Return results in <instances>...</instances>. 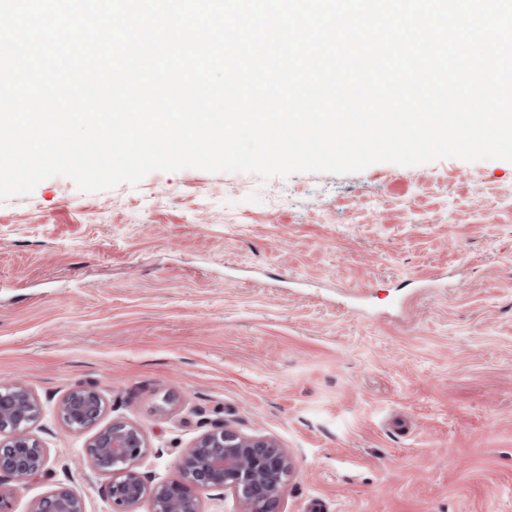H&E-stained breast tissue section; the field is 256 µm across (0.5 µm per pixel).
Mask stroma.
I'll return each mask as SVG.
<instances>
[{
  "label": "stroma",
  "instance_id": "obj_1",
  "mask_svg": "<svg viewBox=\"0 0 512 512\" xmlns=\"http://www.w3.org/2000/svg\"><path fill=\"white\" fill-rule=\"evenodd\" d=\"M41 403L46 473L110 512L61 423L73 387L172 479L221 424L296 460L281 512H512V162L262 179L198 169L0 201V382Z\"/></svg>",
  "mask_w": 512,
  "mask_h": 512
}]
</instances>
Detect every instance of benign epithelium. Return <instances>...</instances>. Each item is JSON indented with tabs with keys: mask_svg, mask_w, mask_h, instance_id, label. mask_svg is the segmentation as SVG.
Wrapping results in <instances>:
<instances>
[{
	"mask_svg": "<svg viewBox=\"0 0 512 512\" xmlns=\"http://www.w3.org/2000/svg\"><path fill=\"white\" fill-rule=\"evenodd\" d=\"M103 398L93 388H72L58 406L60 420L70 429H96L85 455L110 476L105 497L110 512H136L145 499L151 512H201L198 493L222 489L233 497L236 512H279V504L295 466L275 439L245 434L226 424L203 433L176 463L178 476L150 484L139 471L147 457L142 430L130 423L98 427ZM41 407L24 381L0 384V512H11L14 494L46 472L48 455L31 434ZM29 512H86L83 498L59 487L34 500Z\"/></svg>",
	"mask_w": 512,
	"mask_h": 512,
	"instance_id": "1",
	"label": "benign epithelium"
}]
</instances>
